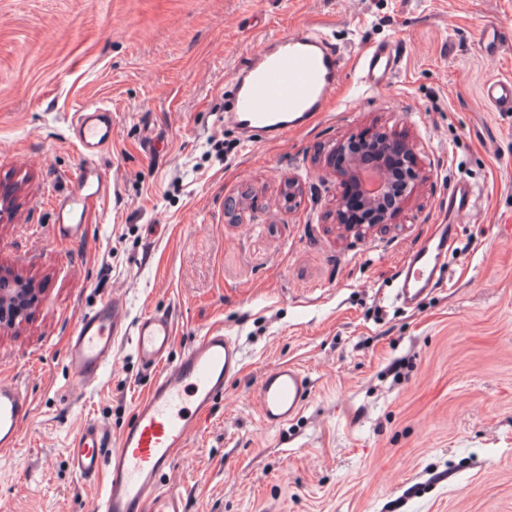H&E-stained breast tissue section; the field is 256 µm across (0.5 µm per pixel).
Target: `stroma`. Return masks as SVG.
<instances>
[{"label": "stroma", "mask_w": 512, "mask_h": 512, "mask_svg": "<svg viewBox=\"0 0 512 512\" xmlns=\"http://www.w3.org/2000/svg\"><path fill=\"white\" fill-rule=\"evenodd\" d=\"M505 33L494 54L480 30ZM311 30L336 42L327 108L255 146L224 123L231 72L264 38ZM400 55L389 87L359 84V58ZM512 78V0H0V272L30 281L27 320L0 325V380L32 402L18 448L0 452V512H87L101 479L70 469L85 420L117 436L153 378L125 341L96 388L73 395L64 352L78 317L119 293L128 321L168 313L173 355L220 326L243 376L164 476L189 512H512V112L479 103ZM112 110L97 164L115 183L84 241H55L50 200L84 159L82 106ZM352 132L411 141L422 182L395 223L355 234L327 163ZM300 192L284 197V181ZM479 193L449 241L450 270L416 310L393 272ZM290 361L311 397L266 428L252 401Z\"/></svg>", "instance_id": "obj_1"}]
</instances>
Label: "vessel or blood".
I'll list each match as a JSON object with an SVG mask.
<instances>
[{
  "instance_id": "1",
  "label": "vessel or blood",
  "mask_w": 512,
  "mask_h": 512,
  "mask_svg": "<svg viewBox=\"0 0 512 512\" xmlns=\"http://www.w3.org/2000/svg\"><path fill=\"white\" fill-rule=\"evenodd\" d=\"M340 49L312 31L268 39L266 46L230 76L226 123L244 140H278L305 125L326 107L339 82ZM400 57L384 46L361 56L360 81L385 88L398 70ZM481 100L499 112H512V80L491 78L480 88ZM74 137L87 161L70 179V187L52 200L54 237L62 243L87 237L85 217L110 196L112 183L95 162L112 142V111L89 106L77 112ZM475 199L472 186L461 184L448 197V217L434 225L403 260L393 296L402 307L417 309L445 282L448 241L456 224L467 219ZM127 304L114 295L81 314L65 351L77 390L97 385L112 368L113 348L129 337L139 362L155 375L109 444L103 425L86 421L71 437L67 453L75 475L103 476L92 512H189L185 497L164 487L162 478L200 432L204 417L244 373L238 339L217 327L200 336L180 356H172L174 323L164 314L148 313L127 325ZM311 386L292 363L267 370L253 393L261 422L281 427L308 403ZM31 414L27 395L16 384L0 382V448L17 447L22 424Z\"/></svg>"
}]
</instances>
